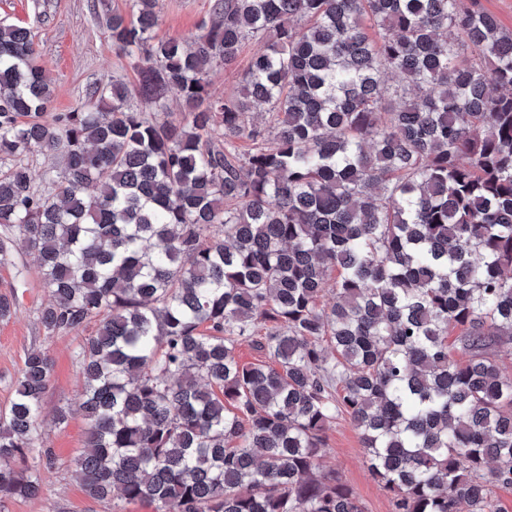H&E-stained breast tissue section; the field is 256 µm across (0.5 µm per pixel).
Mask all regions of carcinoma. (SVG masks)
<instances>
[{
    "label": "carcinoma",
    "mask_w": 512,
    "mask_h": 512,
    "mask_svg": "<svg viewBox=\"0 0 512 512\" xmlns=\"http://www.w3.org/2000/svg\"><path fill=\"white\" fill-rule=\"evenodd\" d=\"M155 6L106 20L137 82L109 78L69 112H52L30 30L0 25V263L18 245L36 258L46 335L94 326L75 351L83 399L55 415L86 422L87 496L363 512L322 472L346 414L394 512H501L512 30L477 0H215L194 39L156 41ZM250 38L264 48L240 91L212 96L213 65ZM172 90L178 118L134 108ZM243 342L264 360L241 362ZM52 375L28 352L0 410V503L37 495L55 464L37 433Z\"/></svg>",
    "instance_id": "obj_1"
}]
</instances>
